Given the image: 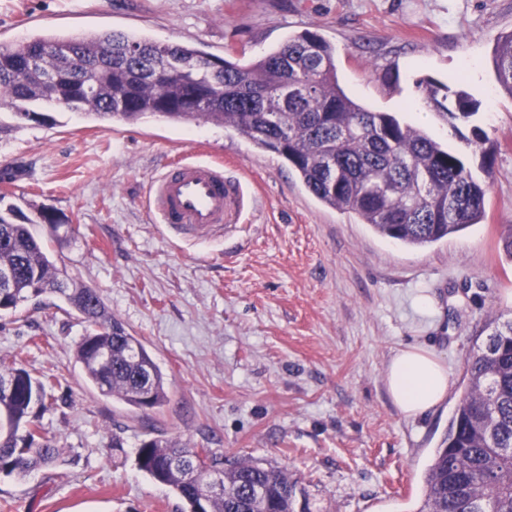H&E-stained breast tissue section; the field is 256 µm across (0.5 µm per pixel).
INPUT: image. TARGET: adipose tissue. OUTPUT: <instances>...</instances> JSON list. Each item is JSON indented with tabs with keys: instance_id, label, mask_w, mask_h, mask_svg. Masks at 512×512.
Returning <instances> with one entry per match:
<instances>
[{
	"instance_id": "ef3b65f1",
	"label": "adipose tissue",
	"mask_w": 512,
	"mask_h": 512,
	"mask_svg": "<svg viewBox=\"0 0 512 512\" xmlns=\"http://www.w3.org/2000/svg\"><path fill=\"white\" fill-rule=\"evenodd\" d=\"M387 390L402 415L417 416L444 400L448 369L433 352L416 347L404 349L390 361Z\"/></svg>"
}]
</instances>
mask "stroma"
I'll use <instances>...</instances> for the list:
<instances>
[{"instance_id":"obj_1","label":"stroma","mask_w":512,"mask_h":512,"mask_svg":"<svg viewBox=\"0 0 512 512\" xmlns=\"http://www.w3.org/2000/svg\"><path fill=\"white\" fill-rule=\"evenodd\" d=\"M101 29L250 58L316 32L335 46L349 95L475 170L470 127L453 128L420 88L454 81L478 102L475 125L494 152L486 215L411 247L324 206L279 156L230 128L105 127L59 109L54 127L0 131V212L31 225L57 269L100 294L169 391L165 406L142 411L88 384L75 360L83 325L61 299L0 311V363L54 383L41 424L59 450L51 467L0 476V512H186L138 467L150 439L284 467L296 512H417L478 332L512 318L500 243L512 228V95L492 66L512 0H0V45ZM180 159L223 160L253 196L237 237L180 240L156 224L147 188ZM46 210L69 225L66 238L40 223ZM422 295L431 312L416 309ZM408 347L448 368L445 400L414 418L386 385L391 358Z\"/></svg>"}]
</instances>
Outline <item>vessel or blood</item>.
Wrapping results in <instances>:
<instances>
[{
	"instance_id": "obj_1",
	"label": "vessel or blood",
	"mask_w": 512,
	"mask_h": 512,
	"mask_svg": "<svg viewBox=\"0 0 512 512\" xmlns=\"http://www.w3.org/2000/svg\"><path fill=\"white\" fill-rule=\"evenodd\" d=\"M150 210L166 232L184 238L237 233L249 205L239 181L219 161L168 164L148 192Z\"/></svg>"
}]
</instances>
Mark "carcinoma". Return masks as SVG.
I'll return each mask as SVG.
<instances>
[{"instance_id":"cac0c4a2","label":"carcinoma","mask_w":512,"mask_h":512,"mask_svg":"<svg viewBox=\"0 0 512 512\" xmlns=\"http://www.w3.org/2000/svg\"><path fill=\"white\" fill-rule=\"evenodd\" d=\"M136 47L141 57L129 60ZM336 50L323 37L303 31L244 63L245 51H231L215 71L191 45L101 31L78 37H36L0 52V101L15 103L17 126L33 121L45 102L103 125L148 119L172 123L203 120L230 127L255 146L291 166L322 204L352 212L383 237L413 247L437 243L485 216L492 158L482 152L485 180L474 176L456 151L426 131L401 123L389 112H374L346 94L336 74ZM170 57L179 67L155 76ZM33 60L22 78L17 70ZM499 84L512 95V32L494 52ZM427 103L451 120L469 124L477 106L464 91L434 81L422 88ZM0 280L21 301L30 290L63 299L80 316L85 333L75 359L86 381L102 395L135 409H157L169 401L166 378L142 341L112 317L98 292L59 276L41 242L26 224L0 216ZM487 339L467 362L466 385L425 475L417 512H512V319L496 318ZM18 383L0 395V475L11 476L53 463L58 455L41 434L49 385L21 366L0 369V380ZM196 457L189 444L153 440L140 446L138 464L175 491L197 512H289L295 482L286 469L246 458L224 463L209 453L224 474L225 495L210 496L181 476Z\"/></svg>"}]
</instances>
